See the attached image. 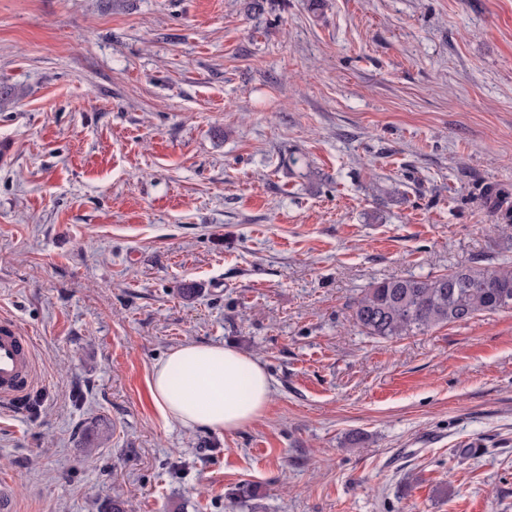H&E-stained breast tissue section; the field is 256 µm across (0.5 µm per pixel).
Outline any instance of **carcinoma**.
Wrapping results in <instances>:
<instances>
[{"label":"carcinoma","mask_w":512,"mask_h":512,"mask_svg":"<svg viewBox=\"0 0 512 512\" xmlns=\"http://www.w3.org/2000/svg\"><path fill=\"white\" fill-rule=\"evenodd\" d=\"M369 336L392 339L481 314L512 310V270L464 267L429 278L373 283L352 305Z\"/></svg>","instance_id":"cac0c4a2"}]
</instances>
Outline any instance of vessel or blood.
I'll return each instance as SVG.
<instances>
[{
  "label": "vessel or blood",
  "mask_w": 512,
  "mask_h": 512,
  "mask_svg": "<svg viewBox=\"0 0 512 512\" xmlns=\"http://www.w3.org/2000/svg\"><path fill=\"white\" fill-rule=\"evenodd\" d=\"M35 378L34 339L13 321H0V399L15 400Z\"/></svg>",
  "instance_id": "b4317fda"
}]
</instances>
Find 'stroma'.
Wrapping results in <instances>:
<instances>
[{"label": "stroma", "mask_w": 512, "mask_h": 512, "mask_svg": "<svg viewBox=\"0 0 512 512\" xmlns=\"http://www.w3.org/2000/svg\"><path fill=\"white\" fill-rule=\"evenodd\" d=\"M249 2L0 0V318L41 398L0 402V484L16 512H512V311L383 340L351 309L512 267L481 201L512 195V0ZM188 342L263 364L259 420L162 418Z\"/></svg>", "instance_id": "35a3bbf8"}]
</instances>
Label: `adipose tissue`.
I'll use <instances>...</instances> for the list:
<instances>
[{"mask_svg":"<svg viewBox=\"0 0 512 512\" xmlns=\"http://www.w3.org/2000/svg\"><path fill=\"white\" fill-rule=\"evenodd\" d=\"M149 388L166 421L227 434L260 418L273 394L259 361L219 344L174 349L155 365Z\"/></svg>","mask_w":512,"mask_h":512,"instance_id":"obj_1","label":"adipose tissue"}]
</instances>
